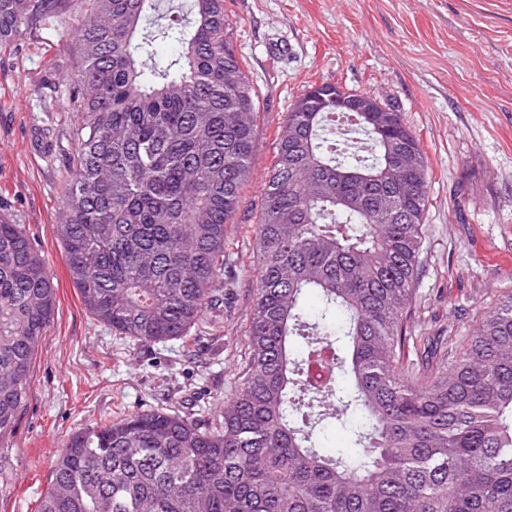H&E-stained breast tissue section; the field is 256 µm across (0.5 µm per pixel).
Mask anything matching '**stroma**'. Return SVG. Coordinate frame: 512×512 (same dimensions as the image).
<instances>
[{
  "label": "stroma",
  "instance_id": "1",
  "mask_svg": "<svg viewBox=\"0 0 512 512\" xmlns=\"http://www.w3.org/2000/svg\"><path fill=\"white\" fill-rule=\"evenodd\" d=\"M187 0L146 14L156 59ZM229 38L260 96L252 174L227 227L230 286L217 339L116 335L85 310L56 227L76 144L74 17L0 49V212L24 226L56 288L15 430L0 438V512H37L69 437L145 408L219 414L248 357L258 272L254 227L283 120L309 86L369 92L400 112L425 152V241L407 320L414 336L470 331L512 290V0H224Z\"/></svg>",
  "mask_w": 512,
  "mask_h": 512
}]
</instances>
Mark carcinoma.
<instances>
[{
    "label": "carcinoma",
    "instance_id": "cac0c4a2",
    "mask_svg": "<svg viewBox=\"0 0 512 512\" xmlns=\"http://www.w3.org/2000/svg\"><path fill=\"white\" fill-rule=\"evenodd\" d=\"M155 0H0V46L75 15L77 143L58 238L86 311L133 341L191 354L224 312L226 229L251 172L259 93L224 0H192L149 66ZM288 112L255 226L248 357L213 421L148 409L71 435L38 512H512V291L473 332L406 355L428 166L398 112ZM346 314V352L303 299ZM56 291L23 225L0 214V438L28 399ZM357 414L353 455L317 427Z\"/></svg>",
    "mask_w": 512,
    "mask_h": 512
}]
</instances>
